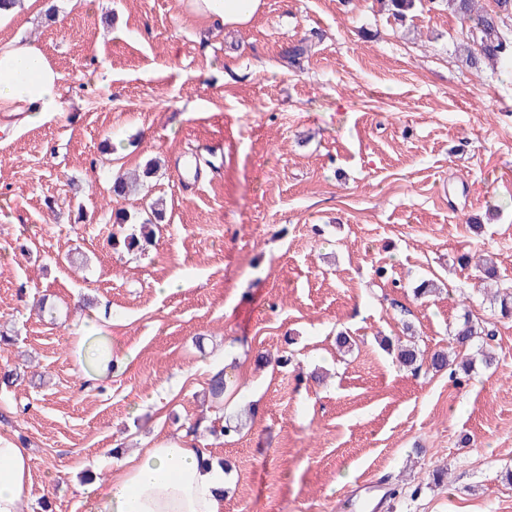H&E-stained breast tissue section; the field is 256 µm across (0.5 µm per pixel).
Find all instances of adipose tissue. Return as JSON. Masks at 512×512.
<instances>
[{"label": "adipose tissue", "instance_id": "adipose-tissue-1", "mask_svg": "<svg viewBox=\"0 0 512 512\" xmlns=\"http://www.w3.org/2000/svg\"><path fill=\"white\" fill-rule=\"evenodd\" d=\"M265 0H187L203 21L249 24ZM61 76L35 46L0 47V105L30 104L34 114L54 111ZM29 448L0 432V512H20L31 485ZM226 473L182 430L124 457L95 487L96 512H222Z\"/></svg>", "mask_w": 512, "mask_h": 512}]
</instances>
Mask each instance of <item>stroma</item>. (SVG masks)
Masks as SVG:
<instances>
[{
	"instance_id": "1",
	"label": "stroma",
	"mask_w": 512,
	"mask_h": 512,
	"mask_svg": "<svg viewBox=\"0 0 512 512\" xmlns=\"http://www.w3.org/2000/svg\"><path fill=\"white\" fill-rule=\"evenodd\" d=\"M0 22L61 75L57 109L0 106V429L32 453L22 512H94L83 474L211 409L223 512H337L364 482L386 512H512V321L462 253L512 285V72L468 66L458 19L419 0H265L248 26L185 0H44ZM307 54L288 63L298 42ZM157 168L147 193L113 173ZM165 220L145 252L112 213ZM438 290L416 297L421 280ZM495 333L470 372L399 366L383 339L449 351L463 313ZM351 351L338 349V333ZM124 362L85 387L78 337Z\"/></svg>"
}]
</instances>
